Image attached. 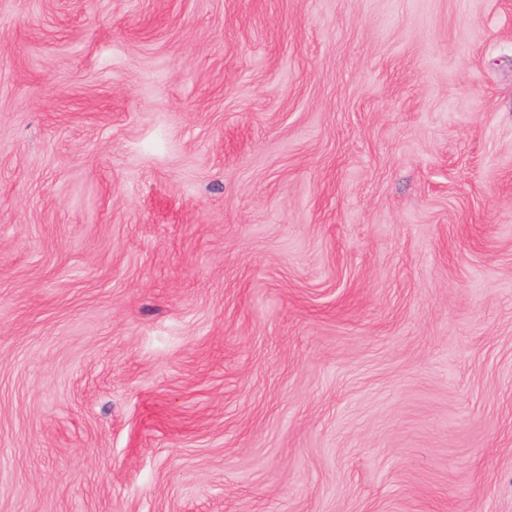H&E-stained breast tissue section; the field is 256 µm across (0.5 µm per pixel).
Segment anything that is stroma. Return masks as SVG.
<instances>
[{
    "label": "stroma",
    "mask_w": 512,
    "mask_h": 512,
    "mask_svg": "<svg viewBox=\"0 0 512 512\" xmlns=\"http://www.w3.org/2000/svg\"><path fill=\"white\" fill-rule=\"evenodd\" d=\"M0 512H512V0H0Z\"/></svg>",
    "instance_id": "obj_1"
}]
</instances>
